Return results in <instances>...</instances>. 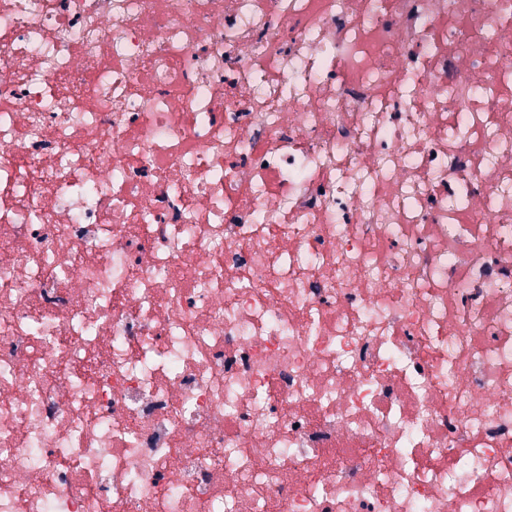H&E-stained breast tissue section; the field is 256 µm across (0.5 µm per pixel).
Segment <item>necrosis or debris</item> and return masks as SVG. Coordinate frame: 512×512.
Returning a JSON list of instances; mask_svg holds the SVG:
<instances>
[{
	"label": "necrosis or debris",
	"mask_w": 512,
	"mask_h": 512,
	"mask_svg": "<svg viewBox=\"0 0 512 512\" xmlns=\"http://www.w3.org/2000/svg\"><path fill=\"white\" fill-rule=\"evenodd\" d=\"M0 512H512V0H0Z\"/></svg>",
	"instance_id": "obj_1"
}]
</instances>
